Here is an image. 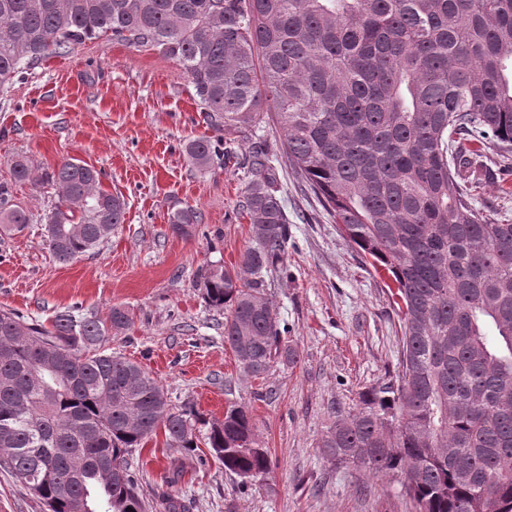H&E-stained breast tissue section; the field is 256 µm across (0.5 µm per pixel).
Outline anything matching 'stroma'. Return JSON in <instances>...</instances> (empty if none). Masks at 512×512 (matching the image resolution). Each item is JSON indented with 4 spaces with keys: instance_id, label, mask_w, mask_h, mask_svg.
Here are the masks:
<instances>
[{
    "instance_id": "obj_1",
    "label": "stroma",
    "mask_w": 512,
    "mask_h": 512,
    "mask_svg": "<svg viewBox=\"0 0 512 512\" xmlns=\"http://www.w3.org/2000/svg\"><path fill=\"white\" fill-rule=\"evenodd\" d=\"M199 138L230 151L225 166L205 172L192 163L185 146ZM258 142L279 151L272 126H210L176 60L108 36L15 78L0 88V182H11L18 154L45 169L78 159L102 171L103 188L123 196L126 214L103 244L62 263L45 242L55 187L14 184L12 202L31 221L0 232V310L43 321L64 310L104 318L125 309L131 325L110 331L104 349L141 365L173 402L206 417L249 408L271 460L264 485L240 491L219 463L177 459L152 440L128 458L144 494L167 486L178 465L183 476L172 492L190 498L194 512H411L396 484L333 465L321 447L334 408L356 407L359 392L395 375L400 328L382 278L288 165H273L288 249L266 294L296 362L279 359L263 376H244L224 342L223 312L194 286L202 269L237 265L252 244L240 200ZM461 177L480 213L512 220V191L501 179ZM187 206L201 219L183 236L171 218Z\"/></svg>"
}]
</instances>
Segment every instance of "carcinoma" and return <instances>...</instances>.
<instances>
[{
    "label": "carcinoma",
    "mask_w": 512,
    "mask_h": 512,
    "mask_svg": "<svg viewBox=\"0 0 512 512\" xmlns=\"http://www.w3.org/2000/svg\"><path fill=\"white\" fill-rule=\"evenodd\" d=\"M110 35L176 60L215 126L282 135L284 158L319 195L364 263L397 283L396 375L337 409L322 441L335 465L397 483L413 512H512V222L484 216L458 181L512 168V0H0V87L50 54ZM187 155L209 169L204 138ZM267 152L251 159L242 208L255 245L197 278L227 310L224 342L248 376L295 362L265 297L288 244ZM13 182H47L53 256L69 262L124 223L100 171L70 159L12 161ZM0 183V229L27 212ZM200 214L172 220L189 236ZM131 323L60 311L47 322L0 311V469L46 512H147L127 456L164 446L210 456L244 487L270 460L245 406L208 420L139 364L101 349ZM154 512H192L164 493Z\"/></svg>",
    "instance_id": "1"
}]
</instances>
